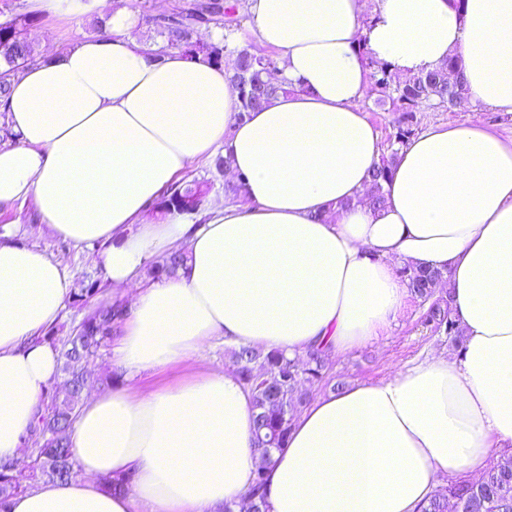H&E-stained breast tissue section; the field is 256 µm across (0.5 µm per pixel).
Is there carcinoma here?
<instances>
[{
    "mask_svg": "<svg viewBox=\"0 0 512 512\" xmlns=\"http://www.w3.org/2000/svg\"><path fill=\"white\" fill-rule=\"evenodd\" d=\"M211 11L181 10L170 15L163 23L153 22L154 30L164 38V50H175L190 60L203 59L225 67L232 73L237 89L239 111L249 112L281 93L293 90V85L273 80L277 71L276 59L267 54L256 55L247 47H240L230 39L234 34L233 23L222 26L224 41L204 42L195 36V25H206L215 14L235 16L239 10L237 0H212ZM39 22L31 13L19 12L9 0L0 4V62L3 73L10 79L0 81V116H5V105L11 89V79L21 70L38 61L39 55L26 36L29 28ZM370 83L381 100H389L396 112L402 113L393 137L389 139L388 153L382 155L374 168L370 183L362 201L375 207L384 204V183L389 179L396 160L398 147L415 133V112L424 106L448 109L467 94L460 74L459 57L451 56L435 70L418 73H396L390 66L377 60L369 61ZM214 184L209 180L183 181L166 191L152 206L153 214L164 219L170 214H198L204 210ZM184 261L183 253L172 252L156 266L157 271L169 275L176 273ZM400 278L418 297L434 298L437 288L444 282L439 271L402 267ZM99 291L98 280L84 278L76 283L73 304L88 308L79 322L82 336L73 341L65 337L58 348L61 360L62 382L52 393L45 396L44 411L54 419L58 436L51 441H37L33 454L36 466L31 480L64 482L72 474L73 449L69 436L79 409L88 380L81 374V366L88 359L101 357L114 336V331L125 316V305L116 300L99 310L88 307L89 301ZM425 321L435 329L450 336L459 335V328L450 307L449 296H440L430 305ZM257 353L250 347H242L234 354L233 369L240 381L251 393L254 414V450L261 465L256 471L245 502L224 504V512H251L258 508L266 512L264 469L273 461L274 451L288 438L295 412L306 400L305 384H314L323 378L326 356L320 351L311 352L306 359H289L273 350L264 353L262 364L267 378L259 382L252 372V361ZM25 490L17 479L12 465L0 460V512H6L8 501ZM453 501L457 512H489V506L497 512H512V455L492 463L477 483L458 482L448 485V490L431 495L422 512H448V501Z\"/></svg>",
    "mask_w": 512,
    "mask_h": 512,
    "instance_id": "carcinoma-1",
    "label": "carcinoma"
}]
</instances>
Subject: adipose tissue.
<instances>
[{"label": "adipose tissue", "instance_id": "ef3b65f1", "mask_svg": "<svg viewBox=\"0 0 512 512\" xmlns=\"http://www.w3.org/2000/svg\"><path fill=\"white\" fill-rule=\"evenodd\" d=\"M108 34L52 47L12 82L0 143V206L33 200L58 238L94 246L128 313L112 387L83 395L71 444L78 478L43 482L8 512H223L260 459L248 390L230 371L135 395L140 374L201 360L211 342L340 357L402 311L403 266L444 273L463 333L371 385L317 396L266 471L268 512H421L444 477L477 475L512 448V142L461 122L402 146L385 204L363 203L383 154L361 102L367 58L401 72L458 55L471 105L512 112V0H246L257 49L295 89L247 114L224 67L156 55L139 17L80 0ZM228 157L242 201L205 222L146 221L193 162ZM0 233V460L58 375L44 342L71 283L60 264ZM170 276L148 266L175 250ZM130 477L113 491L105 477Z\"/></svg>", "mask_w": 512, "mask_h": 512}]
</instances>
